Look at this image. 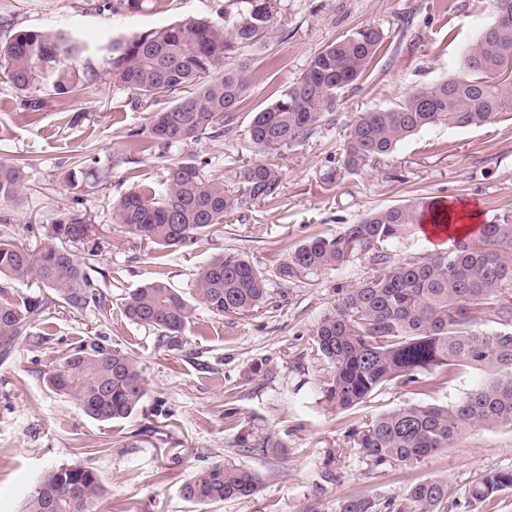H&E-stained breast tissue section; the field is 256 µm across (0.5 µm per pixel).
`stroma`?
I'll list each match as a JSON object with an SVG mask.
<instances>
[{
  "instance_id": "stroma-1",
  "label": "stroma",
  "mask_w": 512,
  "mask_h": 512,
  "mask_svg": "<svg viewBox=\"0 0 512 512\" xmlns=\"http://www.w3.org/2000/svg\"><path fill=\"white\" fill-rule=\"evenodd\" d=\"M282 18L265 44L246 53L252 85L234 123L218 136L166 156L142 153L113 165L130 131L144 129L151 111L173 96L139 105L107 76L112 39L174 23L187 15L215 16L224 0H150L146 10L113 15L96 0H0V37L20 30H63L88 48L76 64L95 80L75 96L56 94L46 79L29 95L46 100L37 115L24 110L0 65V159L26 163L21 196L0 203V239L35 247L44 228L82 199V212L104 240L96 263L108 298L104 309L52 308L47 334L17 344L0 361V512H22L24 501L53 466L96 469L106 493L99 512H338L346 497L367 493L395 512L419 482H447L440 512H512V490L480 510L466 500L483 471L512 470V429L477 426L423 460L374 463L359 454L354 431L406 404H446L479 380L466 370L447 380L428 376L424 394L392 382L351 410L327 407L320 384L329 366L316 354L314 331L344 291L375 268L354 255L340 268L293 270L291 256L315 233L334 236L371 210L419 197L477 205L485 223L512 221V120L467 128L437 127L399 143L380 163L347 171L342 143L358 113L398 102L415 89L460 73L462 50L492 9V0H280ZM364 27L382 36L379 52L336 106L312 130L272 157L281 174L277 199L249 204L224 218L191 247L170 250L119 233L112 206L135 183H157L169 161L193 153L207 173L234 189L243 164L264 154L247 136L255 114L287 90L311 58ZM97 160L94 179L66 182L75 162ZM232 251L265 272L270 300L248 316H218L198 306L184 345L170 350L149 327L129 321L126 294L159 280L188 288L199 266ZM105 338L139 361L149 383L130 418L100 423L49 389L43 374L80 341ZM268 449H259V442ZM254 472L256 495L200 506L181 487L216 463Z\"/></svg>"
}]
</instances>
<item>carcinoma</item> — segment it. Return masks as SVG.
Wrapping results in <instances>:
<instances>
[{
	"mask_svg": "<svg viewBox=\"0 0 512 512\" xmlns=\"http://www.w3.org/2000/svg\"><path fill=\"white\" fill-rule=\"evenodd\" d=\"M146 0H112L103 9L114 15L144 9ZM512 0H493L484 24L463 51L466 74L440 80L408 93L385 108L360 112L342 143L351 171L378 162L408 137L437 126H480L512 114V83L488 84L485 71L512 54V22L498 23ZM222 19L187 17L109 47L110 75L135 91L138 100L194 86L174 104L151 113L148 139L130 134L137 153L189 146L230 125L251 87L246 63L231 60L266 37L277 18L275 0H225ZM380 34L365 28L318 52L288 90L256 112L249 139L271 154L295 143L336 105V91L358 80L377 54ZM82 52L77 40L61 31L20 30L0 41V62L13 86L26 92L44 75L62 95L75 96L85 81L66 65ZM90 163L69 171L71 189L96 174ZM25 180L24 163L0 161V203L14 200ZM281 173L263 160L241 166L234 191L205 172L190 154L169 164L157 187L137 185L112 206V223L142 243L182 249L224 223V215L279 195ZM434 223L443 213L426 202L375 210L336 236L314 234L292 256L294 266L314 270L340 267L356 253H373L379 267L358 287L346 290L319 322L317 355L330 365L321 387L324 402L339 410L355 408L382 385L398 380L423 392V376L436 368L452 378L460 367L482 374L471 391L451 404H409L382 413L355 433L359 453L381 464L414 463L449 447L476 424L512 429V223L481 224L469 239L446 251L416 259H392L388 246L426 216ZM83 252H76V247ZM102 250L83 214L67 211L29 249L0 240V279L21 285L34 282L39 295L0 299V357H9L22 340H33L51 307L81 312L105 307L95 276ZM265 273L233 252L198 268L191 287L182 291L162 281L129 292L122 310L130 321L156 330L160 344L178 349L188 325L203 305L218 315H245L268 301ZM490 317L504 326L488 332L479 320ZM54 392L99 422L125 419L142 405L148 387L137 359L101 340L71 348L59 365L45 373ZM512 489V471L482 473L469 486V502L484 503ZM255 475L240 466L216 464L188 479L182 496L213 505L253 496ZM105 488L88 466L60 465L46 473L28 498L24 512H97ZM413 512H439L448 498L441 480L415 484L405 491ZM339 512H378L376 498L363 493L342 501Z\"/></svg>",
	"mask_w": 512,
	"mask_h": 512,
	"instance_id": "cac0c4a2",
	"label": "carcinoma"
}]
</instances>
